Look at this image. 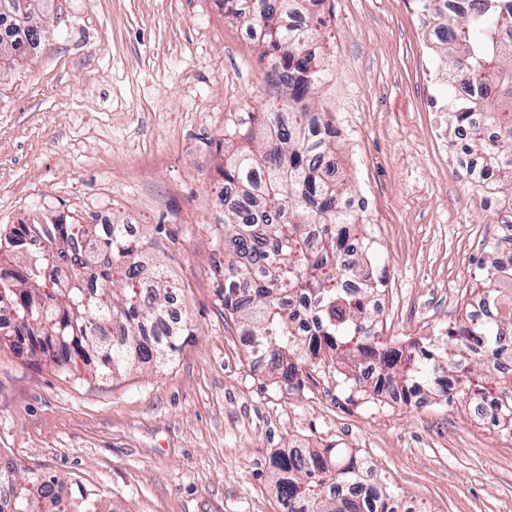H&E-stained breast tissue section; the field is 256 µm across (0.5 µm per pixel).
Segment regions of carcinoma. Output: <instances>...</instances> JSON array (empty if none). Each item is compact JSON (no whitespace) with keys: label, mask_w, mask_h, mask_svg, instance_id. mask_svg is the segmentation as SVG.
Segmentation results:
<instances>
[{"label":"carcinoma","mask_w":512,"mask_h":512,"mask_svg":"<svg viewBox=\"0 0 512 512\" xmlns=\"http://www.w3.org/2000/svg\"><path fill=\"white\" fill-rule=\"evenodd\" d=\"M317 0H224V17L262 28L261 57L278 61L273 72L288 86V108L272 101L250 125L227 128L244 144L224 163V187L270 214L257 233L244 209L224 210V239L251 255L252 266L224 265L219 297L242 332L266 353L267 367L287 384L304 383L317 361L340 356L345 379L364 384L366 367L391 387L433 397L448 389L476 413L512 433V257L495 244L478 263L479 297L486 317L465 313L458 324L428 342L392 348L379 338L366 301L378 290L363 277L369 249L351 248L362 203L348 193L337 170H322L317 156L335 151L326 140L332 124L311 112L310 98L323 72L317 42L324 21ZM439 32L432 50L445 64L443 97L458 164L485 193L496 213L512 211V0H471L451 13L447 0H417ZM42 0H0L27 34L41 39ZM22 47L0 39V66L13 65ZM267 139L253 148L252 124ZM497 132L493 144L484 127ZM0 256L22 274L0 280L14 303V328L4 346L15 355L52 356L64 372L82 363L96 376L116 375L170 360L195 335L184 318L167 323L178 287L147 256V242L126 224H59L51 213L16 235L0 226ZM249 283L251 302L236 299L234 279ZM279 502L304 512H396L394 499L366 458L329 445L271 459ZM14 495L0 512H39V493L56 480L24 477L8 466ZM77 489L61 512H88Z\"/></svg>","instance_id":"carcinoma-1"}]
</instances>
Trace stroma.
Returning <instances> with one entry per match:
<instances>
[{
    "label": "stroma",
    "mask_w": 512,
    "mask_h": 512,
    "mask_svg": "<svg viewBox=\"0 0 512 512\" xmlns=\"http://www.w3.org/2000/svg\"><path fill=\"white\" fill-rule=\"evenodd\" d=\"M317 115L363 200L384 339L461 320L496 227L432 125L445 81L414 0H325ZM40 53L0 70V225L95 208L136 225L179 283L195 336L163 368L108 380L0 350V454L80 484L99 512H280L270 459L350 449L419 512H512V441L464 402L383 406L340 363L300 388L256 372L218 297L230 250L212 208L229 121L277 95L218 0H46Z\"/></svg>",
    "instance_id": "stroma-1"
}]
</instances>
